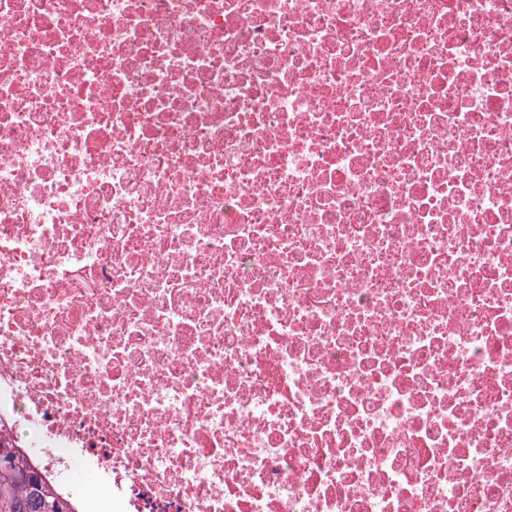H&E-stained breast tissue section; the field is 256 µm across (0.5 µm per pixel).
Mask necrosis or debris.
<instances>
[{
    "label": "necrosis or debris",
    "mask_w": 512,
    "mask_h": 512,
    "mask_svg": "<svg viewBox=\"0 0 512 512\" xmlns=\"http://www.w3.org/2000/svg\"><path fill=\"white\" fill-rule=\"evenodd\" d=\"M120 512H512V0H0V437ZM66 480L71 484L74 491L79 496H85V490L89 487H93L97 490L100 489V497L101 498V488L103 482V473L96 467L93 466H82L77 468L76 470H72L66 474Z\"/></svg>",
    "instance_id": "obj_1"
}]
</instances>
